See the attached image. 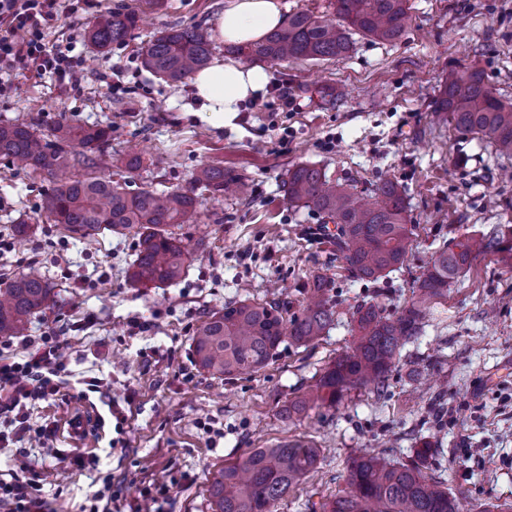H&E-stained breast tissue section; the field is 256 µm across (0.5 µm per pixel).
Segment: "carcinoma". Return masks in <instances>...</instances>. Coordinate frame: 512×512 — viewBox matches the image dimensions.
Segmentation results:
<instances>
[{
    "mask_svg": "<svg viewBox=\"0 0 512 512\" xmlns=\"http://www.w3.org/2000/svg\"><path fill=\"white\" fill-rule=\"evenodd\" d=\"M338 21L310 10L288 16L287 25L264 40L227 48V53L250 63H280L342 57L350 51L349 32L391 42L403 33L409 19V0H331ZM137 26L134 13L101 17L87 31L100 50L124 42ZM211 43L196 28L173 26L152 39L142 51V64L153 74L178 82L208 64ZM436 108L460 138L486 139L501 154H512V103L501 101L481 70L466 68L449 75ZM112 139L111 125H62L50 137L33 122L0 124V157L28 173L57 181L47 197L44 214L51 224L81 236L108 231L134 234L136 258L127 271L131 285H165L182 278L192 251L171 227L192 218L196 190L222 195L230 186L244 194L246 184L220 166L204 164L192 175L190 187L170 191L141 189L98 174ZM288 201L324 218L321 234L336 255L345 260L349 276L377 281L403 264L411 245L407 204L403 192L386 179L370 194L329 179L313 165L288 170ZM334 228H329V224ZM488 252L512 255V236L503 231L465 236L444 246L428 263L413 288L414 299L395 317L379 306L354 307L356 339L351 351L334 360L288 406L300 414L313 406H334L350 391L372 384L382 389L402 347L422 332L424 318L435 300ZM333 282L312 275L303 288L307 295L301 313L288 314V301L250 297L210 311L192 336L199 367L213 375L233 378L264 368L285 340L305 345L323 336L336 321ZM56 303L46 276L36 267L0 287V336H22L30 316ZM429 443L415 458L400 462L361 454L347 464L349 490L322 505V512H462L461 502L443 488L437 477L424 472ZM319 449L300 442H281L254 448L227 463L209 480L211 512H270L317 464Z\"/></svg>",
    "mask_w": 512,
    "mask_h": 512,
    "instance_id": "carcinoma-1",
    "label": "carcinoma"
}]
</instances>
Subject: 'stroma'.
I'll use <instances>...</instances> for the list:
<instances>
[{
    "label": "stroma",
    "instance_id": "stroma-1",
    "mask_svg": "<svg viewBox=\"0 0 512 512\" xmlns=\"http://www.w3.org/2000/svg\"><path fill=\"white\" fill-rule=\"evenodd\" d=\"M225 0H84L49 37L73 42L85 66L75 85L21 73L0 77V124L37 119L42 134L62 123L112 126L114 158L142 152L126 175L103 163L131 190L187 187L203 164L224 167L248 185L245 196L213 199L201 191L196 217L174 233L193 250L187 274L169 286H130L125 271L134 235L82 238L42 223L19 240V217L38 215L53 185L0 158V278L35 266L57 303L33 315L8 354L23 358L25 339L52 331L68 344L59 394L30 408V422L56 426L55 456L28 442L0 447V473L37 479L52 512H141L158 498L163 512H209L208 480L253 448L282 441L320 450L272 512H311L347 490L348 458L387 452L408 461L421 440L434 448L429 471L465 505L512 502V268L500 254L478 257L450 285L388 375L386 395L352 390L341 404L286 419L296 400L351 346L355 305L398 314L432 256L462 235L512 225V156L487 140L457 137L434 110L442 84L458 66L483 71L496 96L512 102V0H410V25L380 42L351 32L343 59L268 65L271 85L295 98L271 112L269 93L242 104L235 127L211 128L197 112L190 80L171 84L146 70L143 47L164 28L197 27L225 57L215 21ZM135 12L127 41L99 50L86 30L107 12ZM120 88L111 93L107 82ZM321 168L339 182L371 190L391 177L403 191L413 248L400 269L375 283L348 278L346 264L323 244L321 217L290 204L283 188L293 166ZM331 278L336 321L303 346L284 342L258 372L225 380L200 369L192 340L210 310L247 295L287 289L291 312L314 270ZM140 328H132V321ZM101 415L85 441L73 443L67 414ZM86 459L74 463V456Z\"/></svg>",
    "mask_w": 512,
    "mask_h": 512
}]
</instances>
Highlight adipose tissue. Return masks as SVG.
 I'll return each instance as SVG.
<instances>
[{
    "mask_svg": "<svg viewBox=\"0 0 512 512\" xmlns=\"http://www.w3.org/2000/svg\"><path fill=\"white\" fill-rule=\"evenodd\" d=\"M284 11L282 0H227L216 22L217 36L226 43L260 41L283 24ZM268 82L269 74L261 67L218 60L198 71L191 86L204 120L221 130L233 126L241 104L262 92Z\"/></svg>",
    "mask_w": 512,
    "mask_h": 512,
    "instance_id": "ef3b65f1",
    "label": "adipose tissue"
}]
</instances>
